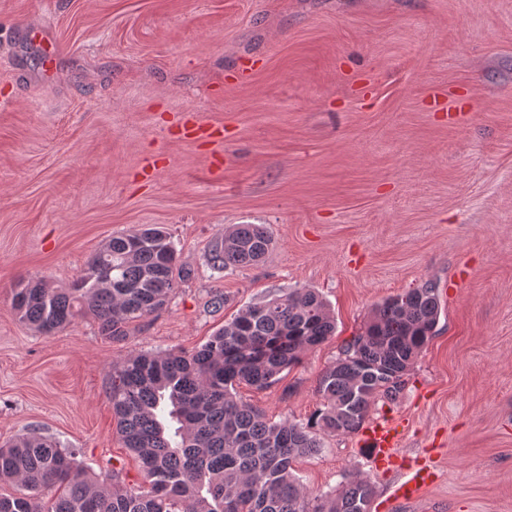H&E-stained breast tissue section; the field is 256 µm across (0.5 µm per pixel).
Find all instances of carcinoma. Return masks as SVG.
<instances>
[{"mask_svg": "<svg viewBox=\"0 0 512 512\" xmlns=\"http://www.w3.org/2000/svg\"><path fill=\"white\" fill-rule=\"evenodd\" d=\"M273 244L260 224H238L217 243L219 269L253 265ZM191 270L176 271L169 234L148 226L111 238L67 287L21 282L13 307L50 336L92 317L118 342L130 324L162 309ZM438 288L428 283L378 305L363 330L319 377L322 408L307 424L275 422L240 400L242 383L265 389L325 342L336 322L309 288H290L246 306L191 352L130 355L112 365L108 398L123 447L144 485L108 487L49 437L22 435L0 446V512H369L375 489L346 483L312 495L293 462L319 451L316 430L359 432L376 399L394 401L436 333ZM56 489L54 498L45 491Z\"/></svg>", "mask_w": 512, "mask_h": 512, "instance_id": "obj_1", "label": "carcinoma"}]
</instances>
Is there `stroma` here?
Instances as JSON below:
<instances>
[{
    "label": "stroma",
    "mask_w": 512,
    "mask_h": 512,
    "mask_svg": "<svg viewBox=\"0 0 512 512\" xmlns=\"http://www.w3.org/2000/svg\"><path fill=\"white\" fill-rule=\"evenodd\" d=\"M33 25L60 46L51 71ZM149 224L192 276L122 341L89 318L53 336L19 320V280L68 285ZM235 224L273 245L214 269ZM428 282L437 334L370 419L402 423L400 454L433 483L389 502L395 478L356 433L321 436L296 472L315 494L370 480L371 512H512V0H0V443L35 430L141 485L106 397L113 361L193 350L302 287L335 336L237 392L307 423L374 306Z\"/></svg>",
    "instance_id": "35a3bbf8"
}]
</instances>
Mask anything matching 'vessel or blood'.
I'll return each mask as SVG.
<instances>
[{
	"label": "vessel or blood",
	"instance_id": "vessel-or-blood-1",
	"mask_svg": "<svg viewBox=\"0 0 512 512\" xmlns=\"http://www.w3.org/2000/svg\"><path fill=\"white\" fill-rule=\"evenodd\" d=\"M362 441L372 451L377 470L398 473L399 478L392 486V499L397 502L418 499L430 483L432 474L427 466L412 467L400 460L397 452L400 433L396 426L379 422L372 424L364 428Z\"/></svg>",
	"mask_w": 512,
	"mask_h": 512
}]
</instances>
